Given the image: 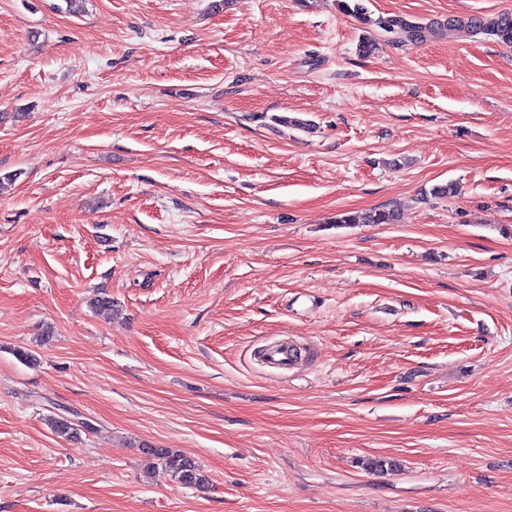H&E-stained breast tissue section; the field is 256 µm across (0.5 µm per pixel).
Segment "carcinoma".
<instances>
[{"mask_svg": "<svg viewBox=\"0 0 512 512\" xmlns=\"http://www.w3.org/2000/svg\"><path fill=\"white\" fill-rule=\"evenodd\" d=\"M341 10L357 17L361 21L367 20V10L362 0H339ZM379 27L388 32L401 35L410 42H420L425 34L430 32L444 36L452 32H464L468 35L486 34L496 37L503 43H512V21L506 22L493 18L482 17L467 20L450 18L444 23L434 26H425L413 22L402 16H391L379 21ZM398 214L393 209H373L360 214L343 212L336 215L335 224H395ZM93 311L107 319L112 318L114 303L112 296L102 293L90 301ZM53 431L67 438L77 436L78 429L68 419L58 416L50 419ZM149 460V467L154 471H162L173 480L188 487L202 488L209 484V476L191 457L172 448H145Z\"/></svg>", "mask_w": 512, "mask_h": 512, "instance_id": "carcinoma-1", "label": "carcinoma"}]
</instances>
